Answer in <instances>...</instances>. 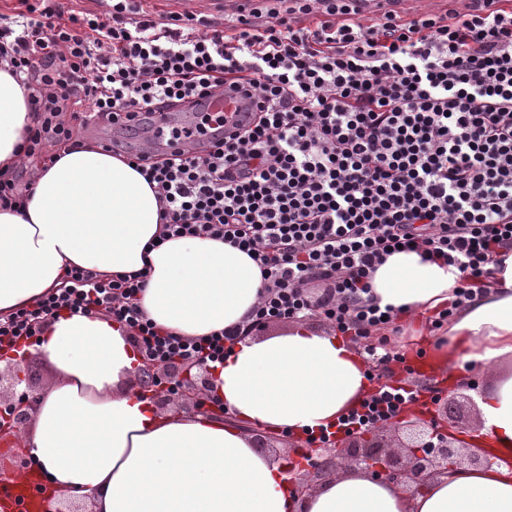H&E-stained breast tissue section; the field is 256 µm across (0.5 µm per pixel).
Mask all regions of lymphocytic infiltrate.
<instances>
[{
  "instance_id": "lymphocytic-infiltrate-1",
  "label": "lymphocytic infiltrate",
  "mask_w": 512,
  "mask_h": 512,
  "mask_svg": "<svg viewBox=\"0 0 512 512\" xmlns=\"http://www.w3.org/2000/svg\"><path fill=\"white\" fill-rule=\"evenodd\" d=\"M106 13L62 0H17L0 13V66L28 91L36 124L27 157L99 130L107 145L134 109L171 108L244 82L261 104L235 136L206 142L224 116L173 127L188 146L125 157L160 202L161 239L206 236L246 252L263 291L251 328L320 315L336 332L399 334L370 279L397 250L456 267L461 287L430 317L439 330L512 247V8L451 0L429 15L365 21L353 0H272L225 21L183 9L157 18L145 0ZM326 282L318 299L307 286ZM145 272L69 267L64 284L0 318V356L27 347L62 315L104 314L128 327L150 363H223L241 328L188 338L139 305ZM408 380L385 383L325 430H368L415 403Z\"/></svg>"
}]
</instances>
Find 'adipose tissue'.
Listing matches in <instances>:
<instances>
[{
    "instance_id": "obj_1",
    "label": "adipose tissue",
    "mask_w": 512,
    "mask_h": 512,
    "mask_svg": "<svg viewBox=\"0 0 512 512\" xmlns=\"http://www.w3.org/2000/svg\"><path fill=\"white\" fill-rule=\"evenodd\" d=\"M34 123L22 88L0 69V168L20 162ZM36 170L24 214L0 210V317L60 287L76 265L148 273L141 306L162 329L206 336L243 325L258 302L260 269L208 237L159 242L156 193L128 160L85 143L58 148ZM460 273L421 252L387 257L372 280L380 306L404 314L447 305ZM435 340L434 370L470 365L492 381L474 436L488 466L461 467L416 491L350 467L297 501L282 464L247 427L295 436L335 424L367 394L365 363L336 335L298 322L247 331L212 371L226 418L159 412L134 383L141 356L127 327L105 315L63 316L40 345L54 369L34 421L15 440L48 475L47 489L86 495L92 512H512V253Z\"/></svg>"
}]
</instances>
